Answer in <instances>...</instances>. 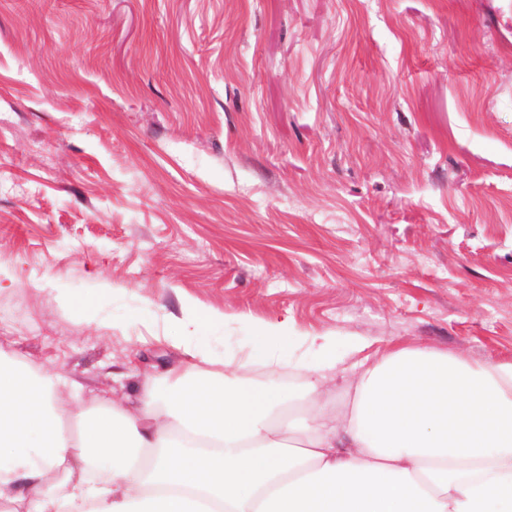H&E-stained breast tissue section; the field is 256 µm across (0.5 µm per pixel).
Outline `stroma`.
<instances>
[{
    "instance_id": "1",
    "label": "stroma",
    "mask_w": 512,
    "mask_h": 512,
    "mask_svg": "<svg viewBox=\"0 0 512 512\" xmlns=\"http://www.w3.org/2000/svg\"><path fill=\"white\" fill-rule=\"evenodd\" d=\"M0 270L90 410L190 349L299 386L261 322L340 405L395 343L512 361V0H0ZM286 336L280 324L261 323L252 328L250 342V359L262 363L273 362L281 357Z\"/></svg>"
}]
</instances>
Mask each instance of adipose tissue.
I'll return each mask as SVG.
<instances>
[{"label": "adipose tissue", "mask_w": 512, "mask_h": 512, "mask_svg": "<svg viewBox=\"0 0 512 512\" xmlns=\"http://www.w3.org/2000/svg\"><path fill=\"white\" fill-rule=\"evenodd\" d=\"M312 343L301 390L190 362L75 434L66 380L0 348V512H512V361L398 345L337 411Z\"/></svg>", "instance_id": "ef3b65f1"}]
</instances>
